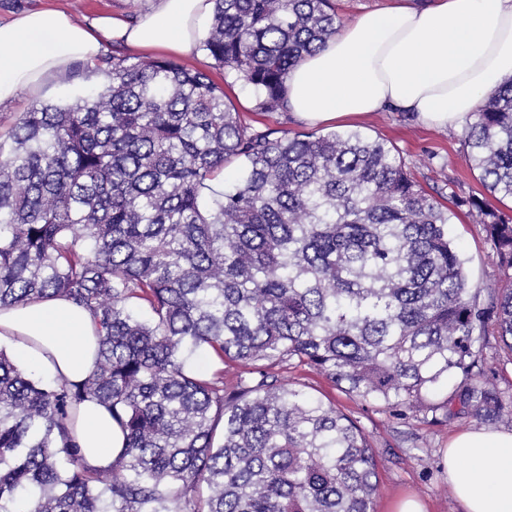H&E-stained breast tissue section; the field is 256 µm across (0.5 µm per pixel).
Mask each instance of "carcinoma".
<instances>
[{
  "instance_id": "cac0c4a2",
  "label": "carcinoma",
  "mask_w": 512,
  "mask_h": 512,
  "mask_svg": "<svg viewBox=\"0 0 512 512\" xmlns=\"http://www.w3.org/2000/svg\"><path fill=\"white\" fill-rule=\"evenodd\" d=\"M337 31L332 0H214L201 50L286 112L288 73ZM110 66L107 88L35 104L0 140V309L60 296L98 327L82 382L0 351V512H374L367 435L284 369L435 423L458 376L467 414L512 420L482 360L492 337L512 352V83L464 133L482 191L445 206L382 138L253 130L204 71ZM463 207L488 289L448 238ZM201 350L242 368L233 386L190 367ZM88 398L124 434L110 481L73 436ZM448 225V232L458 251L467 259V271L471 281L482 287H489L497 281L498 271L492 259V250L481 224L471 216L454 219Z\"/></svg>"
}]
</instances>
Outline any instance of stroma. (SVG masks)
Wrapping results in <instances>:
<instances>
[{"label":"stroma","mask_w":512,"mask_h":512,"mask_svg":"<svg viewBox=\"0 0 512 512\" xmlns=\"http://www.w3.org/2000/svg\"><path fill=\"white\" fill-rule=\"evenodd\" d=\"M147 6L148 0H0V18H9L12 13L28 8L57 7L83 23L115 12L133 17ZM186 65L208 71L216 83L225 84L226 93L243 122L251 127L285 130L292 134L309 131V124L295 116L255 111L252 95L241 82H225L223 69L216 67L211 58H193L187 60ZM89 85L85 78L76 84H49L37 96L27 95L14 105L1 108L0 135H6L35 101L58 102L73 93L75 87ZM355 127L387 140L399 152L411 176L437 200H445L453 192L465 196L479 191L480 185L463 147V131L451 126L428 125L408 113L391 111L373 113L356 122ZM448 232L467 260L471 281L483 287L495 284L498 271L483 226L465 216L449 225ZM287 377L296 386L332 401L338 410L357 420L364 429L379 463L375 512H395L398 503L406 498L422 503L427 512H462L461 505L448 489L442 454L453 437L476 426L475 418L461 414L442 424L413 418L396 419L340 392L312 371L294 370L288 372Z\"/></svg>","instance_id":"obj_1"}]
</instances>
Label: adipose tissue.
Segmentation results:
<instances>
[{"instance_id":"obj_1","label":"adipose tissue","mask_w":512,"mask_h":512,"mask_svg":"<svg viewBox=\"0 0 512 512\" xmlns=\"http://www.w3.org/2000/svg\"><path fill=\"white\" fill-rule=\"evenodd\" d=\"M211 0H150L136 20L112 14L80 24L63 10L33 8L0 20V107L70 80L83 64L90 81L102 44L144 53L199 56ZM512 82V0H432L359 14L287 78L288 107L312 124L353 122L387 109L462 128L481 96ZM19 365L79 382L96 363L94 323L61 298L0 311V348ZM85 462L111 468L123 435L109 410L81 404L76 428ZM448 487L463 512H512V432L460 433L445 454Z\"/></svg>"}]
</instances>
